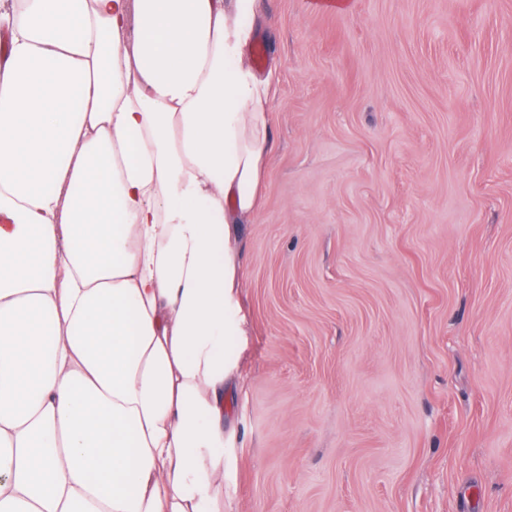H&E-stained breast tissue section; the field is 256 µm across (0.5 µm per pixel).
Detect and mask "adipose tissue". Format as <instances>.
Returning <instances> with one entry per match:
<instances>
[{"mask_svg":"<svg viewBox=\"0 0 512 512\" xmlns=\"http://www.w3.org/2000/svg\"><path fill=\"white\" fill-rule=\"evenodd\" d=\"M258 0H0V512H224Z\"/></svg>","mask_w":512,"mask_h":512,"instance_id":"adipose-tissue-1","label":"adipose tissue"}]
</instances>
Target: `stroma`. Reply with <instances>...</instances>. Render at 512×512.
Returning <instances> with one entry per match:
<instances>
[{
  "mask_svg": "<svg viewBox=\"0 0 512 512\" xmlns=\"http://www.w3.org/2000/svg\"><path fill=\"white\" fill-rule=\"evenodd\" d=\"M260 0L224 512H512V0Z\"/></svg>",
  "mask_w": 512,
  "mask_h": 512,
  "instance_id": "obj_1",
  "label": "stroma"
}]
</instances>
